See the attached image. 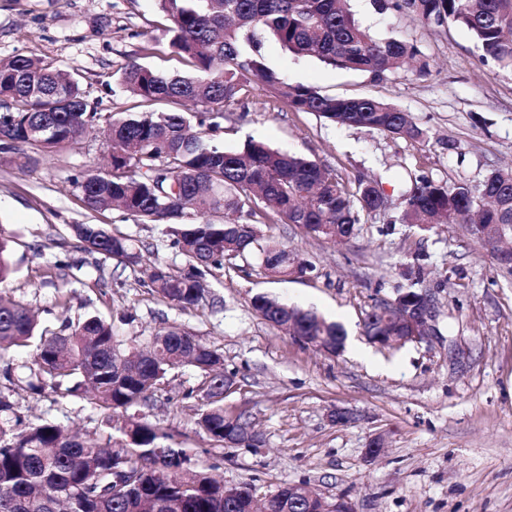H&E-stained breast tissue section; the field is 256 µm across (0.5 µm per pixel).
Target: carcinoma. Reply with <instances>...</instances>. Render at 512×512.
Segmentation results:
<instances>
[{
  "label": "carcinoma",
  "mask_w": 512,
  "mask_h": 512,
  "mask_svg": "<svg viewBox=\"0 0 512 512\" xmlns=\"http://www.w3.org/2000/svg\"><path fill=\"white\" fill-rule=\"evenodd\" d=\"M170 21V47L187 70L167 74L132 62L115 84L143 107L102 117L83 96L78 74L26 56L0 58V147L26 144L58 151L91 133L111 144L108 166L80 171L71 181L91 210L117 206L140 224H159L185 259L175 273L164 266L150 275L152 290L187 309L202 297L203 269L259 252L274 280L303 279L314 270L301 253L263 237L259 224H297L305 233L345 244L362 217L386 199L363 177L340 182L324 166L301 155L247 139L226 147L214 134L224 112L255 85L297 112H313L345 128H369L392 137L424 141L428 132L411 113L374 97H338L288 82L267 66L266 38L295 57L315 56L341 69L381 79L405 62L425 74L419 48L400 37L378 38L356 20L345 0H154ZM380 12L407 11L420 22L453 25L471 34L482 62L512 70V0H374ZM399 223L429 232L435 224H489L481 247L512 235V171L495 169L482 181L437 185L408 173ZM219 214L224 223L208 217ZM85 247L127 263L137 256L126 240L99 224H77ZM15 273L11 236L0 230V283ZM254 312L302 336L330 344L346 336L342 325L268 295L251 300ZM152 342L163 354L128 356L112 324L90 316L58 331L40 328L31 310L0 302V350L34 346L39 384L61 397L87 394L120 436L103 444L90 434H66L42 421L24 427L0 424V512H249L251 487L232 489L209 473L184 474L187 449L129 410L146 403L167 375L184 365L179 355L197 352L193 366L204 377L196 390L205 408L196 425L222 448L227 438L252 447V422L224 409V359L184 328L159 329ZM288 484L272 494L271 512H313Z\"/></svg>",
  "instance_id": "cac0c4a2"
}]
</instances>
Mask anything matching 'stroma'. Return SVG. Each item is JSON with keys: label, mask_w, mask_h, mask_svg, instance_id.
Instances as JSON below:
<instances>
[{"label": "stroma", "mask_w": 512, "mask_h": 512, "mask_svg": "<svg viewBox=\"0 0 512 512\" xmlns=\"http://www.w3.org/2000/svg\"><path fill=\"white\" fill-rule=\"evenodd\" d=\"M348 3L376 37L416 43L430 63L428 75L405 66L376 79L294 57L270 38L266 64L324 95L392 102L411 113L428 140L338 128L257 87L226 111L220 134L228 147L254 137L300 153L349 185L361 174L380 180L388 207L363 217L347 244L295 224L263 225L265 235L313 265L310 277L273 280L257 257L236 258L205 272L196 307L183 310L162 299L150 287V267L177 271L183 258L159 226L113 208H86L70 177L101 166L110 150L105 138L89 137L30 158L0 150V229L14 238L16 267L14 278L0 284V297L32 307L51 329L101 316L129 348L145 347L160 327L177 324L217 349L225 371L235 375L224 407L245 412L260 443L218 451L197 433L201 402L184 394L203 377L189 366L172 371L134 414L169 433L189 449L192 467L210 470L225 485H250L261 499L282 483L304 482L324 497L347 498L356 512H512V274L466 225L426 233L399 224L393 180L404 166L443 185L475 183L512 167V71L481 63L462 28L383 14L373 0ZM169 40L152 0H0V58L21 54L78 70L85 98L104 116L135 104L107 86L126 64L183 70ZM77 224H100L126 238L140 263L84 250L73 232ZM416 259L436 309L432 335L398 348L369 343L362 334L366 312L407 288L403 273ZM258 294L342 324L343 350L331 356L273 327L251 308ZM32 367L31 349L0 356V400L10 404L0 410V423L46 419L107 440L106 414L89 400L29 391ZM338 408L354 413V421L333 422ZM378 436L386 446L369 457Z\"/></svg>", "instance_id": "1"}]
</instances>
